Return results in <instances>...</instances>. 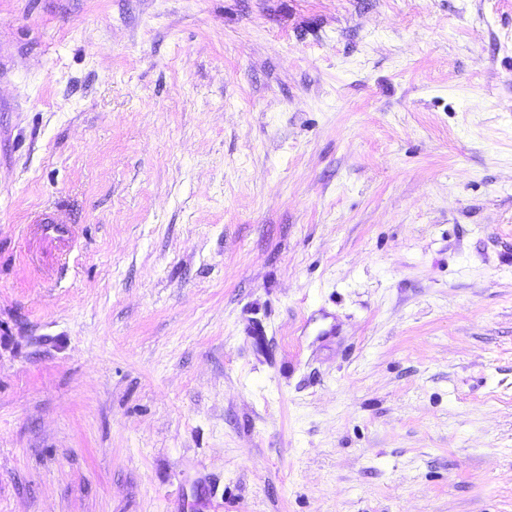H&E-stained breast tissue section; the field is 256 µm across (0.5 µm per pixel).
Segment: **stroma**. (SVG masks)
Masks as SVG:
<instances>
[{
  "instance_id": "1",
  "label": "stroma",
  "mask_w": 512,
  "mask_h": 512,
  "mask_svg": "<svg viewBox=\"0 0 512 512\" xmlns=\"http://www.w3.org/2000/svg\"><path fill=\"white\" fill-rule=\"evenodd\" d=\"M0 512H512V0H0Z\"/></svg>"
}]
</instances>
